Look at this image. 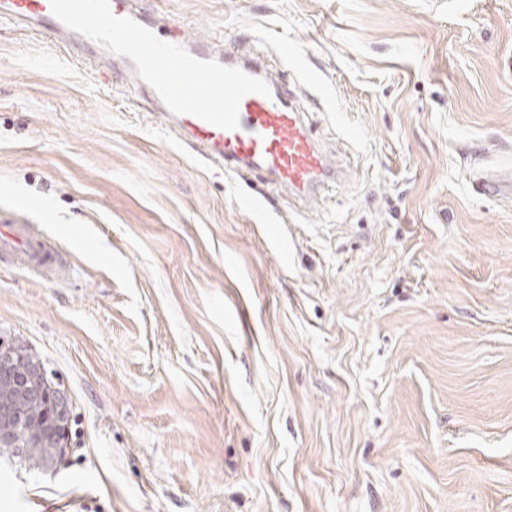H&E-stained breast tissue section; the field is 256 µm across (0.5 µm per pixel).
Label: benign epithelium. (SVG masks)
<instances>
[{
	"mask_svg": "<svg viewBox=\"0 0 512 512\" xmlns=\"http://www.w3.org/2000/svg\"><path fill=\"white\" fill-rule=\"evenodd\" d=\"M28 350L12 341L0 339V447L14 443L19 428H24L32 448L56 449L55 462L66 452L70 416L69 402L63 393L52 386L41 385L29 369L28 383L19 384L13 378L14 368L27 363ZM38 399L44 403L33 419L19 407ZM32 425H27V422Z\"/></svg>",
	"mask_w": 512,
	"mask_h": 512,
	"instance_id": "1",
	"label": "benign epithelium"
}]
</instances>
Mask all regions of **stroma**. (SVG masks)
<instances>
[{
    "mask_svg": "<svg viewBox=\"0 0 512 512\" xmlns=\"http://www.w3.org/2000/svg\"><path fill=\"white\" fill-rule=\"evenodd\" d=\"M140 7L263 52L347 173L217 172L0 25V212L69 266L0 255V337L71 407L56 467L0 456V512H512V0Z\"/></svg>",
    "mask_w": 512,
    "mask_h": 512,
    "instance_id": "35a3bbf8",
    "label": "stroma"
}]
</instances>
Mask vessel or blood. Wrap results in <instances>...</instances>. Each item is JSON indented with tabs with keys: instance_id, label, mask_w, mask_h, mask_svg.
I'll use <instances>...</instances> for the list:
<instances>
[{
	"instance_id": "obj_1",
	"label": "vessel or blood",
	"mask_w": 512,
	"mask_h": 512,
	"mask_svg": "<svg viewBox=\"0 0 512 512\" xmlns=\"http://www.w3.org/2000/svg\"><path fill=\"white\" fill-rule=\"evenodd\" d=\"M50 34L67 56L89 67L103 85L124 73L133 90L144 89L134 62L117 58L99 43L61 23L51 12L50 0H0V22ZM170 43L185 47L201 60H233L223 42L196 44L175 33ZM271 97L251 93L239 104V127L226 130L192 115H176L156 92L148 97L163 118V128L173 140L188 146L210 166L237 175L257 176L278 188L306 196L335 183L340 169L312 136L304 114L294 104L295 90L285 85L271 88ZM8 253L17 266L42 277L55 275L65 259L51 241L34 232L32 225L11 217L0 219V253Z\"/></svg>"
}]
</instances>
